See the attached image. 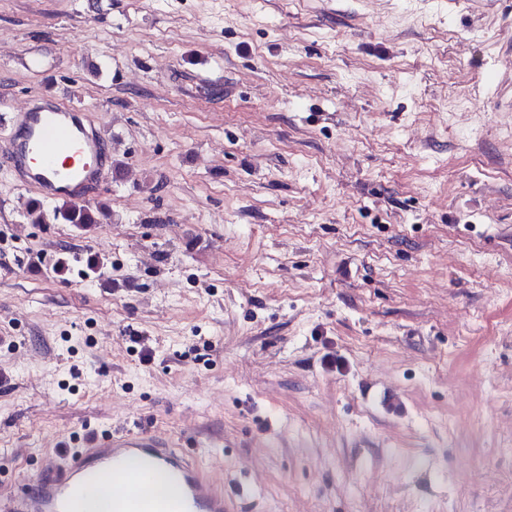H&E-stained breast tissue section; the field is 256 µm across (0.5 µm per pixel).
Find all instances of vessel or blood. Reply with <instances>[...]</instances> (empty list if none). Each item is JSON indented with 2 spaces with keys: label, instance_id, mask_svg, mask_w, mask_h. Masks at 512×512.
Returning a JSON list of instances; mask_svg holds the SVG:
<instances>
[{
  "label": "vessel or blood",
  "instance_id": "1",
  "mask_svg": "<svg viewBox=\"0 0 512 512\" xmlns=\"http://www.w3.org/2000/svg\"><path fill=\"white\" fill-rule=\"evenodd\" d=\"M80 107L36 103L11 113L0 142L17 179L49 199L87 202L111 168L101 128L85 125ZM87 455L27 477L0 512H224V495L191 457L148 434L90 436Z\"/></svg>",
  "mask_w": 512,
  "mask_h": 512
}]
</instances>
